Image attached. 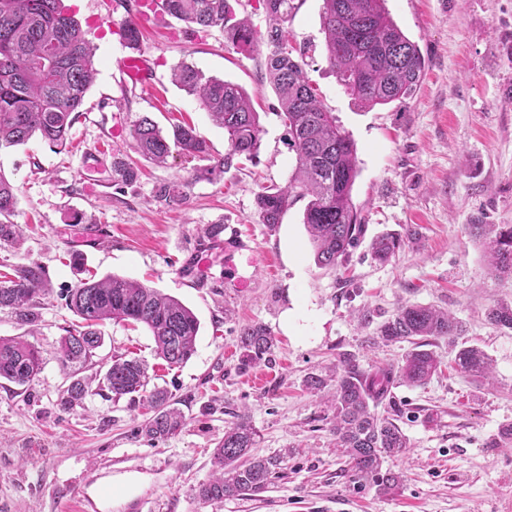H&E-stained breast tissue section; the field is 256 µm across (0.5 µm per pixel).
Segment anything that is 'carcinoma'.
I'll use <instances>...</instances> for the list:
<instances>
[{"label":"carcinoma","instance_id":"1","mask_svg":"<svg viewBox=\"0 0 512 512\" xmlns=\"http://www.w3.org/2000/svg\"><path fill=\"white\" fill-rule=\"evenodd\" d=\"M300 5L299 0H262L269 48L267 75L296 153V168L286 186L260 192L256 208L260 222L273 227L297 201L308 199L303 224L315 261L335 267L365 232L361 211L352 199L359 173L357 148L337 124L334 113L323 106L317 89L293 57L288 24ZM161 12L198 29L220 28L225 41L242 54L253 52L261 38L251 19L237 17L230 0H161ZM321 30L337 81L361 106L373 109L391 104L412 96L420 86L424 58L394 21L387 0H323ZM141 38L136 21L123 24L122 41L127 48L140 49ZM94 57V48L63 0H0V147L25 144L36 134L52 146L66 147L95 75ZM172 80L224 129L229 150L213 157L194 127L176 124L166 133L143 115L130 129L138 153L158 165L166 163L175 151L198 158L206 165L196 170L197 180L224 174L236 157L256 155L262 133L260 117L241 86L208 76L185 62L173 67ZM112 176L130 184L136 181L137 171L129 163L115 161ZM184 188L183 182L162 183L154 198L159 202L180 200ZM17 204L15 186L0 175V244L22 243L20 225L11 220ZM470 228L488 230L485 246L490 274L512 275V225L472 224ZM412 236L408 229L403 234L375 237L371 242L373 258L389 261ZM48 292L40 264L17 266L0 281V310H9L16 323L31 334L40 320L41 299ZM65 304L79 318L57 341L58 359L65 368L80 369L92 360L103 344L101 327L109 321L144 325L153 337L156 355L170 367L186 363L195 353L200 323L194 312L177 298L138 281L114 275L99 280L91 277L67 292ZM488 318L512 330V304L493 306ZM462 332V323L447 311L406 305L382 323L377 333L385 344L414 345L401 363L363 370L355 360H343L342 371L331 376L335 381L331 431L348 457L353 477L369 480L383 492L399 485L400 476L383 464L403 453L408 439L395 419L379 414L378 408L390 400L395 383L422 386L438 374L441 360L429 346ZM237 346L241 352L238 370L245 373L269 358L274 338L261 324H245L239 328ZM455 362L466 372L489 374V360L477 348L459 350ZM41 370L38 347L20 336L0 337V379L25 387ZM96 377L98 390L111 393L114 399L147 394L154 415L141 426V433L149 440L164 441L186 425L182 413L168 407L166 390H147L146 367L138 359L114 357ZM90 389L91 380L73 376L61 406L73 409ZM256 436L244 413L235 415L224 427V438L213 452L214 473L196 489L199 499L215 502L257 494L278 477L288 452L254 456L251 448Z\"/></svg>","mask_w":512,"mask_h":512}]
</instances>
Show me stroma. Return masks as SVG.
<instances>
[{"mask_svg":"<svg viewBox=\"0 0 512 512\" xmlns=\"http://www.w3.org/2000/svg\"><path fill=\"white\" fill-rule=\"evenodd\" d=\"M96 48L97 73L65 148L40 138L0 150V174L17 189L20 247L0 245V275L37 262L50 292L31 343L44 365L27 388L0 380V512H512V330L487 313L512 302V276L490 278L474 224L512 225V0H387L396 23L426 60L413 97L366 109L336 82L324 49L323 0H304L288 29L314 85L357 146L352 198L366 219L359 245L334 269L318 267L297 201L281 224L259 222L262 189L286 185L296 155L265 75L266 42L237 53L222 30L194 31L168 15H140L139 0H65ZM140 21V48L153 72L132 84L119 67L128 50L115 32ZM189 61L248 93L260 115L253 160L236 159L214 181L196 180L198 159L178 154L159 166L131 147L129 129L150 115L163 129L185 121L213 156L227 153L222 128L170 79ZM121 158L140 169L136 182L112 180ZM187 181L181 201H154L156 186ZM80 213L85 223H72ZM223 224L222 243L202 251L201 231ZM411 229L413 242L389 262L370 243ZM84 258L76 269L72 251ZM202 265L199 285L178 269ZM136 280L178 298L200 322L196 352L179 367L158 359L144 326L112 321L84 375L105 371L112 355L148 365L150 387L168 390L186 419L159 444L138 435L146 400L90 392L81 406L59 404L70 378L55 345L73 321L61 294L85 273ZM406 304L452 313L464 331L436 342L444 366L424 386L395 385L397 423L409 439L387 468L401 482L388 492L351 476L330 431L326 392L309 389L353 356L363 369L394 364L409 343L374 342L377 325ZM370 323H362L361 314ZM265 325L276 338L270 359L237 371V331ZM480 348L490 381L452 366L459 349ZM247 412L258 432L253 455L287 451L282 475L254 498L205 502L195 495L212 473V452L233 414ZM111 494H103L104 484Z\"/></svg>","mask_w":512,"mask_h":512,"instance_id":"35a3bbf8","label":"stroma"}]
</instances>
